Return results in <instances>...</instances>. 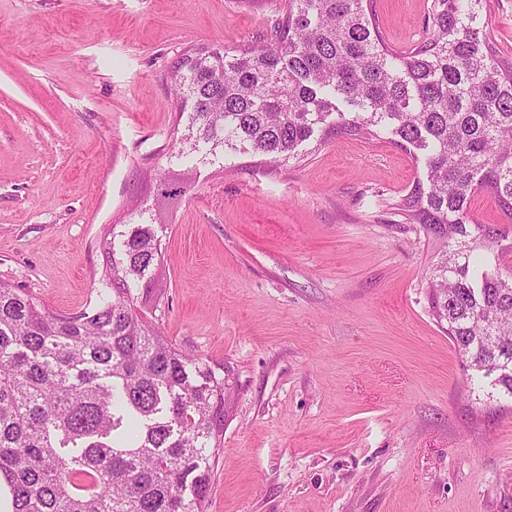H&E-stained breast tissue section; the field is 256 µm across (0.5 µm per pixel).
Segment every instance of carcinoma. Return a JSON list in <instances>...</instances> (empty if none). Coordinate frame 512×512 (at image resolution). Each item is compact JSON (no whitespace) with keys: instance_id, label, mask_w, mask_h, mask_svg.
Returning <instances> with one entry per match:
<instances>
[{"instance_id":"obj_1","label":"carcinoma","mask_w":512,"mask_h":512,"mask_svg":"<svg viewBox=\"0 0 512 512\" xmlns=\"http://www.w3.org/2000/svg\"><path fill=\"white\" fill-rule=\"evenodd\" d=\"M487 0H435L434 30L391 50L364 0H287L273 40L200 45L171 82L185 164L252 152L285 165L315 133L382 138L413 150L424 179L395 205L438 259L429 311L472 370L512 401V243L471 215L493 196L512 218V61L481 22ZM192 188L163 172L157 201ZM161 213L105 241L109 274L79 315L46 311L0 281V477L13 512H205L230 384L134 308L161 256Z\"/></svg>"}]
</instances>
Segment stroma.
Returning a JSON list of instances; mask_svg holds the SVG:
<instances>
[{
	"label": "stroma",
	"mask_w": 512,
	"mask_h": 512,
	"mask_svg": "<svg viewBox=\"0 0 512 512\" xmlns=\"http://www.w3.org/2000/svg\"><path fill=\"white\" fill-rule=\"evenodd\" d=\"M434 0H371L387 44ZM283 0H0V280L49 312L94 306L113 225L155 204L198 45L271 40ZM483 20L512 57V0ZM422 171L387 142L306 145L270 167L197 164L137 312L228 372L205 512H512V410L469 388L432 319L436 260L390 207Z\"/></svg>",
	"instance_id": "35a3bbf8"
}]
</instances>
